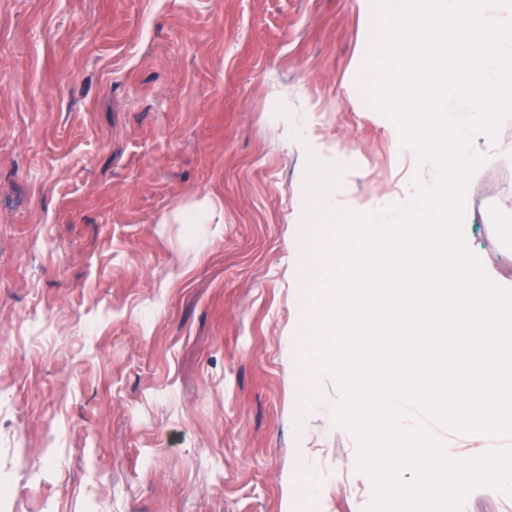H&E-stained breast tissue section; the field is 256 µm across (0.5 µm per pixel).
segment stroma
<instances>
[{
	"label": "stroma",
	"instance_id": "35a3bbf8",
	"mask_svg": "<svg viewBox=\"0 0 512 512\" xmlns=\"http://www.w3.org/2000/svg\"><path fill=\"white\" fill-rule=\"evenodd\" d=\"M372 0H0V512H362L306 408L309 155L353 206L430 180L369 104ZM512 158L466 191L512 267ZM205 195L219 224H182Z\"/></svg>",
	"mask_w": 512,
	"mask_h": 512
}]
</instances>
